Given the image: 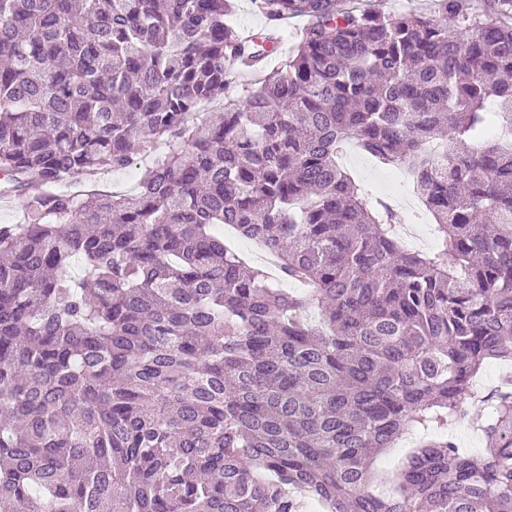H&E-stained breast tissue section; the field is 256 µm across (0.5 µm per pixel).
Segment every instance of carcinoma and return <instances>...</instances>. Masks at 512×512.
<instances>
[{"label":"carcinoma","mask_w":512,"mask_h":512,"mask_svg":"<svg viewBox=\"0 0 512 512\" xmlns=\"http://www.w3.org/2000/svg\"><path fill=\"white\" fill-rule=\"evenodd\" d=\"M252 2L309 20L274 66L281 35L242 37L233 0H0L21 201L0 224V512H512V388L489 393L483 453L447 433L512 359V142L487 129L512 137V0L459 33ZM347 140L412 173L437 250L359 194ZM135 154L132 193L60 190ZM410 429L426 439L381 477ZM504 383L512 384V362L509 364L508 362L493 360L484 364L473 385L477 384L484 389H489Z\"/></svg>","instance_id":"cac0c4a2"}]
</instances>
